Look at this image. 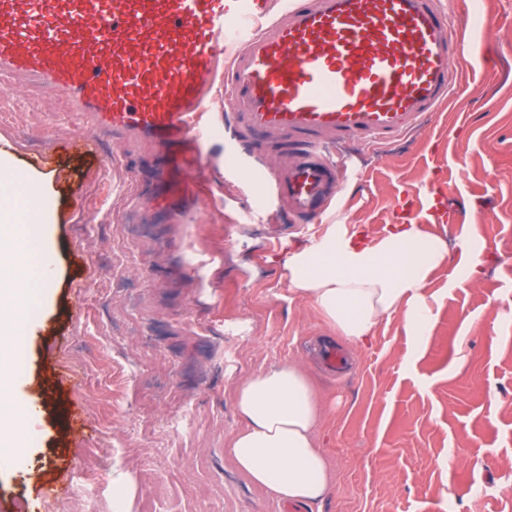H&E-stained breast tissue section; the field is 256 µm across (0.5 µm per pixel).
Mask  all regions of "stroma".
I'll return each mask as SVG.
<instances>
[{
    "mask_svg": "<svg viewBox=\"0 0 512 512\" xmlns=\"http://www.w3.org/2000/svg\"><path fill=\"white\" fill-rule=\"evenodd\" d=\"M441 6L461 48L447 106L378 151L346 145L355 177L303 227L238 171L229 125L206 144L204 200L170 219L150 203L149 143L0 81V155L36 187L51 237L39 328L17 338L40 415L28 455L0 471V512L61 500L67 512H283L224 450L242 426L237 387L284 362L325 407L318 440L335 477L305 512H512V0ZM84 134L96 155L59 151ZM401 222L448 242L429 333L414 342L397 313L368 345L347 344L290 288L285 263L328 233L377 238ZM472 253L484 263L467 278ZM325 341L343 349L342 371L319 360ZM61 399L79 432L64 428Z\"/></svg>",
    "mask_w": 512,
    "mask_h": 512,
    "instance_id": "obj_1",
    "label": "stroma"
}]
</instances>
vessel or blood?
<instances>
[{"label": "vessel or blood", "mask_w": 512, "mask_h": 512, "mask_svg": "<svg viewBox=\"0 0 512 512\" xmlns=\"http://www.w3.org/2000/svg\"><path fill=\"white\" fill-rule=\"evenodd\" d=\"M0 0V79L65 95L97 124L173 153L156 205L195 202L210 129L230 100L235 137L285 156L272 173L303 223L347 170L332 145L387 144L446 104L459 57L439 0ZM240 43L226 53V41Z\"/></svg>", "instance_id": "obj_1"}]
</instances>
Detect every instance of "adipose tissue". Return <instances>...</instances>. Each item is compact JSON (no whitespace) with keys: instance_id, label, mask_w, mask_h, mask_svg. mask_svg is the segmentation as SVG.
Segmentation results:
<instances>
[{"instance_id":"1","label":"adipose tissue","mask_w":512,"mask_h":512,"mask_svg":"<svg viewBox=\"0 0 512 512\" xmlns=\"http://www.w3.org/2000/svg\"><path fill=\"white\" fill-rule=\"evenodd\" d=\"M46 217L28 224L0 210V463L19 459L29 445L24 428L32 411L19 396L16 337L31 328L36 295L31 286L42 259ZM448 244L418 224H393L381 237L359 232L328 235L294 252L285 267L291 288L310 299L350 344L369 341L376 326L403 312L415 342L431 318L426 287L447 260ZM235 406L244 425L225 453L254 485L283 502L313 505L334 481L317 442L324 408L303 368L286 362L243 382Z\"/></svg>"}]
</instances>
